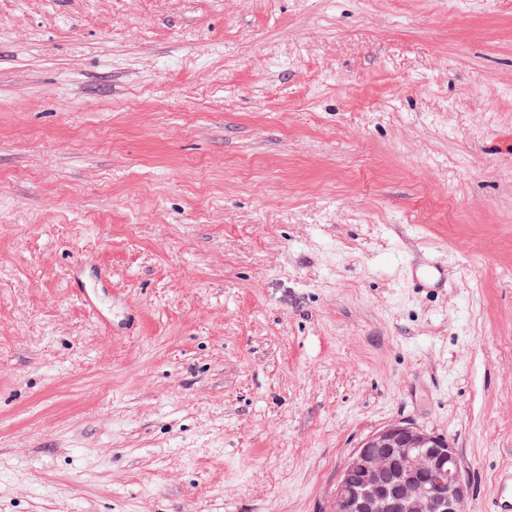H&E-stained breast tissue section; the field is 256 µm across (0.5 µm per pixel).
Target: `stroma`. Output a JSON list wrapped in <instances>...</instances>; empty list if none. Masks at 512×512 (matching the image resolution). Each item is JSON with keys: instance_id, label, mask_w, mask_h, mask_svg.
<instances>
[{"instance_id": "35a3bbf8", "label": "stroma", "mask_w": 512, "mask_h": 512, "mask_svg": "<svg viewBox=\"0 0 512 512\" xmlns=\"http://www.w3.org/2000/svg\"><path fill=\"white\" fill-rule=\"evenodd\" d=\"M398 420L488 512L512 0H0V512H329ZM412 288L420 292H433L448 287V263L446 260L418 258L408 270Z\"/></svg>"}]
</instances>
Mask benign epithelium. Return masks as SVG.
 Listing matches in <instances>:
<instances>
[{"label":"benign epithelium","instance_id":"obj_1","mask_svg":"<svg viewBox=\"0 0 512 512\" xmlns=\"http://www.w3.org/2000/svg\"><path fill=\"white\" fill-rule=\"evenodd\" d=\"M357 471L360 484L350 481ZM470 482L447 438L393 421L354 449L330 512H464Z\"/></svg>","mask_w":512,"mask_h":512}]
</instances>
